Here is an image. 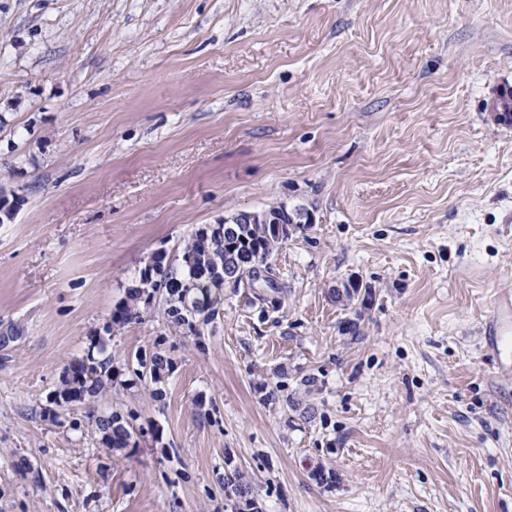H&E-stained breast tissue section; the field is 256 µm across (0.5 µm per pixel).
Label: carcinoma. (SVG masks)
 Returning <instances> with one entry per match:
<instances>
[{"label":"carcinoma","mask_w":512,"mask_h":512,"mask_svg":"<svg viewBox=\"0 0 512 512\" xmlns=\"http://www.w3.org/2000/svg\"><path fill=\"white\" fill-rule=\"evenodd\" d=\"M232 228L246 241L224 238L223 224H208L195 230L176 258L166 249L156 250L141 271L139 286L128 290L127 297L112 311V316L86 355L72 362L64 371L60 386L49 403L56 406L83 402L112 387L115 378L112 354L107 352L115 328L136 324L144 313L153 308L162 319L177 330L200 335V326L207 324L223 311L224 289L237 293L254 289L261 279L273 273L271 258L286 240L263 235L257 224H234ZM269 280V279H267ZM263 302L272 308L281 303L280 284L271 279ZM133 372L140 378L161 382L162 374L172 370L173 360L157 348L134 356ZM85 424L75 423L73 429L100 436L107 448H129L137 444L136 417L113 412L108 416L86 415Z\"/></svg>","instance_id":"carcinoma-1"}]
</instances>
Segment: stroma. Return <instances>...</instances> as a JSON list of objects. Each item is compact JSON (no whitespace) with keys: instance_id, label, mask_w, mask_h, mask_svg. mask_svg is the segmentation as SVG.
I'll return each mask as SVG.
<instances>
[{"instance_id":"stroma-1","label":"stroma","mask_w":512,"mask_h":512,"mask_svg":"<svg viewBox=\"0 0 512 512\" xmlns=\"http://www.w3.org/2000/svg\"><path fill=\"white\" fill-rule=\"evenodd\" d=\"M509 87L512 0H0V512H512ZM279 204L280 310L113 336L136 447L44 418L155 250ZM512 292L502 291L493 303L491 314L484 323V346L496 357V369L511 376L512 357H502L501 349L512 339ZM135 364L133 372L139 378H149L152 383L157 385L161 382L162 374L169 372L174 366L173 360L164 351L155 346L152 352L136 353L134 356Z\"/></svg>"}]
</instances>
